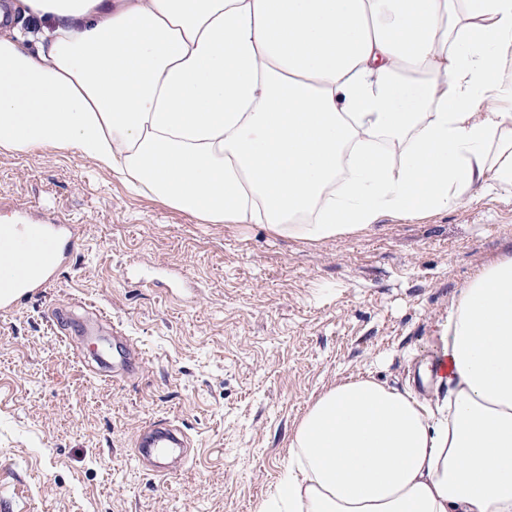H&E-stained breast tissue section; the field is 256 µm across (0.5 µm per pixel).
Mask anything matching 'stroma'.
I'll list each match as a JSON object with an SVG mask.
<instances>
[{
  "mask_svg": "<svg viewBox=\"0 0 512 512\" xmlns=\"http://www.w3.org/2000/svg\"><path fill=\"white\" fill-rule=\"evenodd\" d=\"M0 216L81 227L56 282L0 311V490L14 512H257L313 396L357 375L408 387L436 325L483 266L512 255V189L383 215L322 243L195 219L72 154L0 153ZM100 309L142 351L95 375L49 309ZM194 443L158 476L134 460L150 421Z\"/></svg>",
  "mask_w": 512,
  "mask_h": 512,
  "instance_id": "35a3bbf8",
  "label": "stroma"
}]
</instances>
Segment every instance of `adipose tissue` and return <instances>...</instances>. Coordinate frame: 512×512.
I'll return each mask as SVG.
<instances>
[{"instance_id": "obj_1", "label": "adipose tissue", "mask_w": 512, "mask_h": 512, "mask_svg": "<svg viewBox=\"0 0 512 512\" xmlns=\"http://www.w3.org/2000/svg\"><path fill=\"white\" fill-rule=\"evenodd\" d=\"M46 149L307 242L445 211L512 185V0H12L0 151ZM438 340L442 399L325 387L259 512H512V255Z\"/></svg>"}]
</instances>
